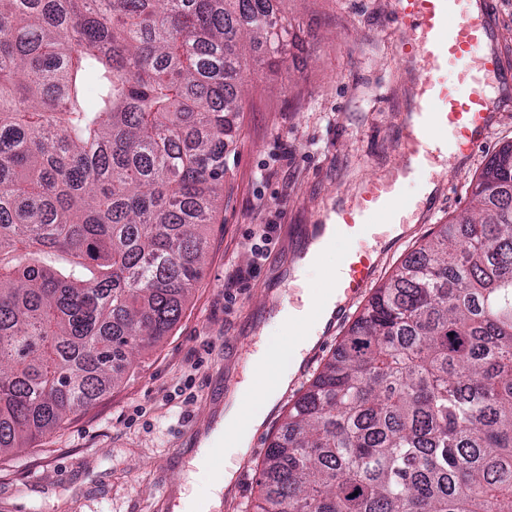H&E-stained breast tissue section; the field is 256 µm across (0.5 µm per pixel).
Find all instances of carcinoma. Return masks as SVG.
Segmentation results:
<instances>
[{
    "mask_svg": "<svg viewBox=\"0 0 512 512\" xmlns=\"http://www.w3.org/2000/svg\"><path fill=\"white\" fill-rule=\"evenodd\" d=\"M277 0H0V453L175 327ZM249 512H512V142L288 410Z\"/></svg>",
    "mask_w": 512,
    "mask_h": 512,
    "instance_id": "carcinoma-1",
    "label": "carcinoma"
}]
</instances>
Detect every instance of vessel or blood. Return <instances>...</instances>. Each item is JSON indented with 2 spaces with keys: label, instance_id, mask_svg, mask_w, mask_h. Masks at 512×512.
<instances>
[{
  "label": "vessel or blood",
  "instance_id": "obj_1",
  "mask_svg": "<svg viewBox=\"0 0 512 512\" xmlns=\"http://www.w3.org/2000/svg\"><path fill=\"white\" fill-rule=\"evenodd\" d=\"M390 22L409 31L395 43L396 55L419 69L399 130L402 161L387 178L368 180L353 201L334 209L330 224L310 225L304 237L309 245L330 232L358 243L345 254L340 277L329 281L342 296L328 323L332 329L375 282L381 246L403 240L412 218L427 212L430 195L410 199L404 187L434 181L433 136L444 135L448 162L459 167L481 148L495 123L492 96L512 97L495 0H393ZM451 70L452 82L446 79Z\"/></svg>",
  "mask_w": 512,
  "mask_h": 512
}]
</instances>
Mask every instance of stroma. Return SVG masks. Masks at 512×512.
Instances as JSON below:
<instances>
[{"label": "stroma", "mask_w": 512, "mask_h": 512, "mask_svg": "<svg viewBox=\"0 0 512 512\" xmlns=\"http://www.w3.org/2000/svg\"><path fill=\"white\" fill-rule=\"evenodd\" d=\"M280 8L300 44L272 71L256 47L243 52L241 136L226 161L224 206L203 229L201 277L178 323L118 385L53 433L0 454V512H178L180 496L207 497L212 476L194 464L192 424L218 414L219 402L201 397L221 383L220 345L239 343L272 294L296 299L323 284L349 244L337 242L299 286L278 276L299 229L391 172L394 123L416 77L394 51L391 0H282ZM496 109L501 117L487 143L448 172L433 213L383 254L380 280L464 208L472 179L512 141V100ZM267 224L272 242L257 260L251 246ZM247 265L251 275L225 290V269Z\"/></svg>", "instance_id": "stroma-1"}]
</instances>
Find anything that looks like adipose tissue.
Masks as SVG:
<instances>
[{
  "instance_id": "obj_1",
  "label": "adipose tissue",
  "mask_w": 512,
  "mask_h": 512,
  "mask_svg": "<svg viewBox=\"0 0 512 512\" xmlns=\"http://www.w3.org/2000/svg\"><path fill=\"white\" fill-rule=\"evenodd\" d=\"M315 314L289 310L285 319L295 321V336L288 343H266L255 357V365L262 375L260 383L228 396L220 429L203 437L201 447L223 442L235 458H243L255 432L264 424L268 414L287 390L291 377L301 360L303 349L309 348L321 334L333 312L335 299L324 294L318 300Z\"/></svg>"
}]
</instances>
